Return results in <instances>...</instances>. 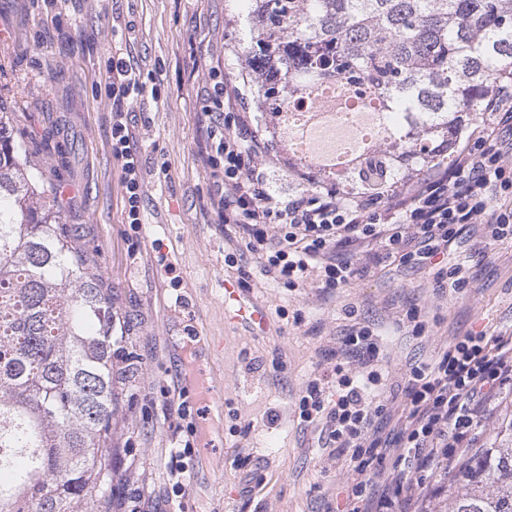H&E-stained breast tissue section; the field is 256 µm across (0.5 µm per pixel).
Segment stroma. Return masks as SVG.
Instances as JSON below:
<instances>
[{"mask_svg":"<svg viewBox=\"0 0 512 512\" xmlns=\"http://www.w3.org/2000/svg\"><path fill=\"white\" fill-rule=\"evenodd\" d=\"M247 15V0H0V103L111 289L126 338L114 362L112 462L137 512H334L345 460L326 448L321 424L300 421L298 401L310 380L331 373L351 327L377 334L395 396L440 344L512 331V241L486 242L477 225L448 246L468 262L469 285L447 293L435 289L434 269L396 262L330 293L284 288L225 236L200 112L211 70L242 83ZM116 54L152 72L160 91L131 114L144 189L136 232L125 222L105 93ZM272 147L270 188L307 190L313 172L290 160L285 143ZM230 253L237 268L224 262ZM243 273L251 287L240 297L264 322L229 318L224 289ZM414 308L426 324L420 335L406 320ZM189 364L222 405L190 401L182 419L170 402ZM178 440L199 443L181 493L170 479Z\"/></svg>","mask_w":512,"mask_h":512,"instance_id":"obj_1","label":"stroma"}]
</instances>
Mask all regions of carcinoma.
I'll return each mask as SVG.
<instances>
[{
	"mask_svg": "<svg viewBox=\"0 0 512 512\" xmlns=\"http://www.w3.org/2000/svg\"><path fill=\"white\" fill-rule=\"evenodd\" d=\"M246 90L275 116L379 112L342 194L379 200L404 168L452 165L512 79V0H251ZM330 91L324 95V91ZM117 334L109 292L0 115V512H109ZM433 512H512V417Z\"/></svg>",
	"mask_w": 512,
	"mask_h": 512,
	"instance_id": "cac0c4a2",
	"label": "carcinoma"
}]
</instances>
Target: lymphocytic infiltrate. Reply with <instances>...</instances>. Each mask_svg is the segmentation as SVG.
I'll list each match as a JSON object with an SVG mask.
<instances>
[{"mask_svg":"<svg viewBox=\"0 0 512 512\" xmlns=\"http://www.w3.org/2000/svg\"><path fill=\"white\" fill-rule=\"evenodd\" d=\"M105 82L112 99V154L120 162L126 220L141 224V157L128 105L159 100L142 71L114 59ZM202 107L214 203L262 270L289 288L350 287L386 261L434 266L439 289L466 287V265L448 244L467 224L490 241L512 239V83L489 99V118L457 145L452 168L405 182L385 199L343 198L327 190L285 195L269 189V143L251 127L239 87L209 73ZM331 383H308L298 402L305 423H323L327 442L354 472L336 512H409L418 489L438 482L467 449L502 398L512 395V331L481 330L439 346L433 363L414 366L401 410L387 396L379 344L358 326L337 350ZM334 397H327V387Z\"/></svg>","mask_w":512,"mask_h":512,"instance_id":"obj_1","label":"lymphocytic infiltrate"}]
</instances>
